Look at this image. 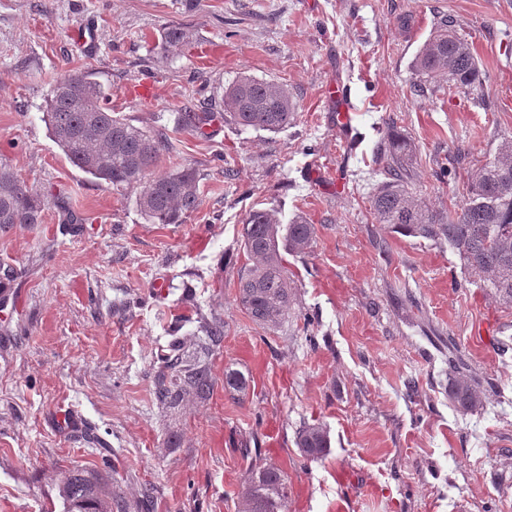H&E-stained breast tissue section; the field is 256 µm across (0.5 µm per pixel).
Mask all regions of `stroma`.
Instances as JSON below:
<instances>
[{
	"instance_id": "1",
	"label": "stroma",
	"mask_w": 512,
	"mask_h": 512,
	"mask_svg": "<svg viewBox=\"0 0 512 512\" xmlns=\"http://www.w3.org/2000/svg\"><path fill=\"white\" fill-rule=\"evenodd\" d=\"M442 18L471 43L480 87L417 83L412 62ZM172 26L189 35L176 50L162 43ZM87 69L114 113L167 139L155 174L197 170L201 204L184 223H149L137 189L95 182L53 141L46 95ZM244 73L287 86L296 120L239 129L222 93ZM187 109L209 124L178 126ZM391 129L417 146L413 194L459 204L468 170L512 138V0H0V156L49 200L41 223L0 231L13 271L0 282V512H63L74 466L128 497L150 492L151 512H236L265 461L288 473V512H512V309L447 243L376 223ZM457 152L466 167L439 178ZM255 208L316 227L311 255L285 258L295 300L274 330L237 301ZM203 316L224 321L207 353ZM177 341L208 364L207 399H158ZM452 357L482 410L449 401ZM228 368L245 395L225 391ZM313 419L330 446L310 461L295 436Z\"/></svg>"
}]
</instances>
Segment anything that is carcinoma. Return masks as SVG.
<instances>
[{"label":"carcinoma","mask_w":512,"mask_h":512,"mask_svg":"<svg viewBox=\"0 0 512 512\" xmlns=\"http://www.w3.org/2000/svg\"><path fill=\"white\" fill-rule=\"evenodd\" d=\"M419 82L471 87L480 82V68L470 43L450 21L440 23L423 43L413 63ZM107 88L82 71H69L51 86L44 120L54 142L69 163L93 179L116 188H139L137 203L152 224H181L199 206L198 174L183 166L151 175L168 142L134 126L107 107ZM224 108L244 129L276 132L290 125L297 104L283 85L243 75L224 88ZM415 154L410 139L386 133V180L371 196L378 223L402 236L457 250L468 276L489 289L504 308H512V139H505L492 157L467 176L463 203L443 212L416 201L409 189V160ZM47 199L31 191L11 167L0 160V231L15 224H38ZM314 225L299 218L283 225L273 213L254 209L245 218L243 252L247 263L239 281L237 300L258 325L278 328L294 301L293 287L282 252L305 257L313 251ZM169 385L160 399L176 402L183 394L204 398L212 380L207 368L192 364L173 347L165 357ZM448 397L467 414L484 402L478 386L448 361ZM296 447L308 459L330 447V432L321 423H303ZM288 473L274 463L251 469L237 496V512H287ZM64 512H131L134 505L112 485L91 479L78 467L65 471L60 487Z\"/></svg>","instance_id":"cac0c4a2"}]
</instances>
